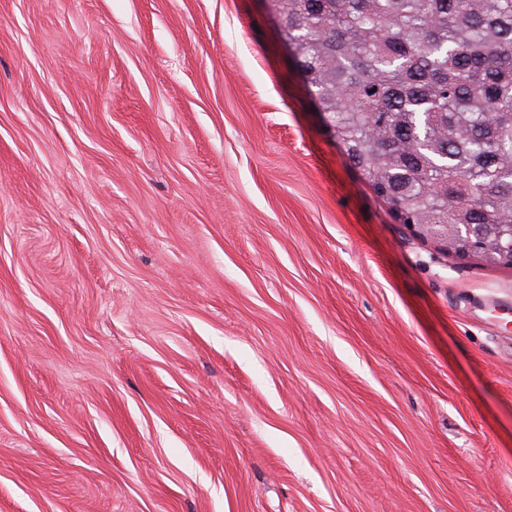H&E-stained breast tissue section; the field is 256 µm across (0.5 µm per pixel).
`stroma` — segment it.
Masks as SVG:
<instances>
[{"mask_svg": "<svg viewBox=\"0 0 512 512\" xmlns=\"http://www.w3.org/2000/svg\"><path fill=\"white\" fill-rule=\"evenodd\" d=\"M0 512H512V266L393 214L270 0H0Z\"/></svg>", "mask_w": 512, "mask_h": 512, "instance_id": "1", "label": "stroma"}]
</instances>
